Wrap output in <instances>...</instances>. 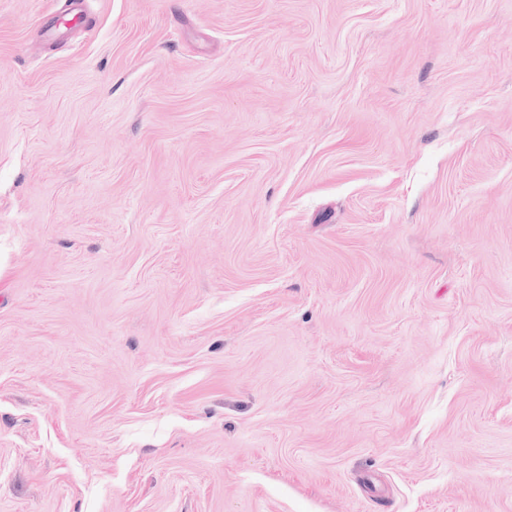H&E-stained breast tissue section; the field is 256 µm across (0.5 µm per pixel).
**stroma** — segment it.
<instances>
[{
  "mask_svg": "<svg viewBox=\"0 0 512 512\" xmlns=\"http://www.w3.org/2000/svg\"><path fill=\"white\" fill-rule=\"evenodd\" d=\"M0 512H512V0H0Z\"/></svg>",
  "mask_w": 512,
  "mask_h": 512,
  "instance_id": "35a3bbf8",
  "label": "stroma"
}]
</instances>
